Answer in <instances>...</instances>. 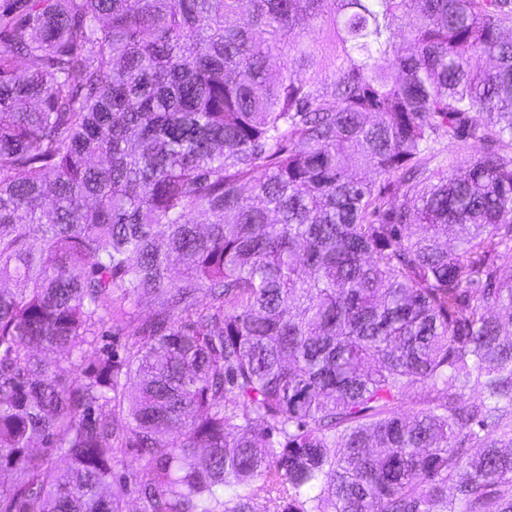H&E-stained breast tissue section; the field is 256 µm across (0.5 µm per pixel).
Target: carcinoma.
<instances>
[{
	"label": "carcinoma",
	"mask_w": 512,
	"mask_h": 512,
	"mask_svg": "<svg viewBox=\"0 0 512 512\" xmlns=\"http://www.w3.org/2000/svg\"><path fill=\"white\" fill-rule=\"evenodd\" d=\"M509 32L512 0H0V512H512ZM104 323L131 348L66 376Z\"/></svg>",
	"instance_id": "obj_1"
}]
</instances>
